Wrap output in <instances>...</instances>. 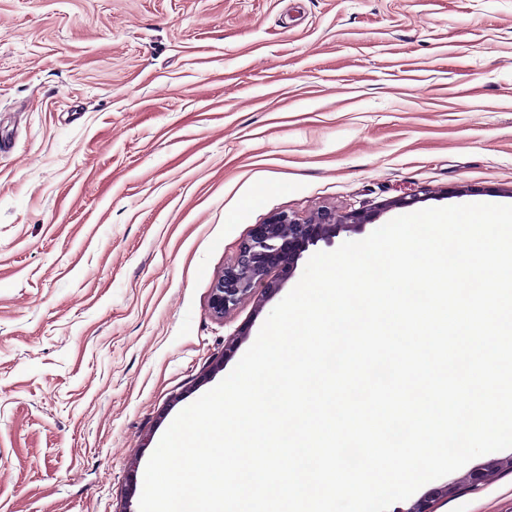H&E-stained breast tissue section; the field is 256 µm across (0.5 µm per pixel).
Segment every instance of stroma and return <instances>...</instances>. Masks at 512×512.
<instances>
[{
  "instance_id": "obj_1",
  "label": "stroma",
  "mask_w": 512,
  "mask_h": 512,
  "mask_svg": "<svg viewBox=\"0 0 512 512\" xmlns=\"http://www.w3.org/2000/svg\"><path fill=\"white\" fill-rule=\"evenodd\" d=\"M409 194L512 205V0H0V512H139L293 287L212 312L255 226Z\"/></svg>"
}]
</instances>
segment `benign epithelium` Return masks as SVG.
Segmentation results:
<instances>
[{"label":"benign epithelium","instance_id":"obj_1","mask_svg":"<svg viewBox=\"0 0 512 512\" xmlns=\"http://www.w3.org/2000/svg\"><path fill=\"white\" fill-rule=\"evenodd\" d=\"M417 201L418 196L412 194L385 203L373 213L359 210L338 216L334 211L322 210L304 222L286 213L273 215L267 223L256 227L241 246L236 262L214 281L210 301L213 313L224 315L225 311L259 289L274 292L281 282L294 277L298 261L309 247L320 243L331 246L341 232L360 231L374 223L382 211L392 207H409ZM274 270L278 272V278L272 280L270 274ZM503 469L512 471V458L472 471L468 481L473 486H479L491 472ZM453 492L454 487L449 485L438 488L404 512H433V503Z\"/></svg>","mask_w":512,"mask_h":512}]
</instances>
